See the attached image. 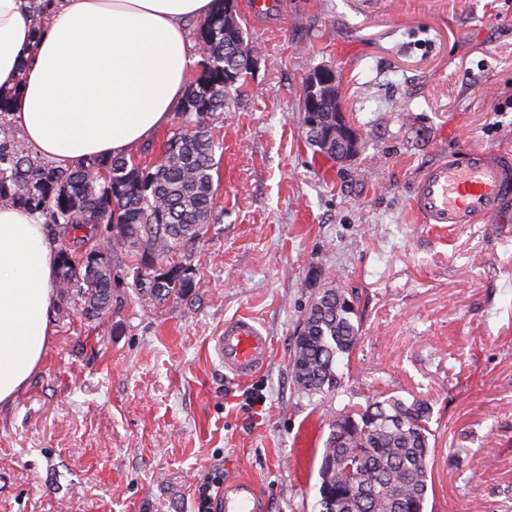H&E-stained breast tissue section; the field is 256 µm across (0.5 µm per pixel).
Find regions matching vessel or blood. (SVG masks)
<instances>
[{
	"label": "vessel or blood",
	"mask_w": 512,
	"mask_h": 512,
	"mask_svg": "<svg viewBox=\"0 0 512 512\" xmlns=\"http://www.w3.org/2000/svg\"><path fill=\"white\" fill-rule=\"evenodd\" d=\"M512 198V155L498 149L447 155L429 165L419 177L413 203L426 224L460 228L485 224L497 217ZM213 350L234 378L254 376L266 364L269 338L248 317L225 322L213 339ZM224 512H265L255 484L232 478L224 484Z\"/></svg>",
	"instance_id": "obj_1"
}]
</instances>
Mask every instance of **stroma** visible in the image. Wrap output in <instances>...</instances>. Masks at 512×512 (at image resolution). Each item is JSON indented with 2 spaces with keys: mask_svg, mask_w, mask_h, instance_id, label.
Segmentation results:
<instances>
[{
  "mask_svg": "<svg viewBox=\"0 0 512 512\" xmlns=\"http://www.w3.org/2000/svg\"><path fill=\"white\" fill-rule=\"evenodd\" d=\"M235 10L255 62L209 129L216 194L201 238L155 262L188 285L143 300L113 248L112 307L64 295L40 367L0 408V512H195L205 469L250 478L268 512H313L328 421L383 390L431 404L426 512H512V202L467 228L419 223L425 166L512 149V0H279ZM339 74L357 155L313 156L301 112ZM355 297L361 339L336 396L289 370L311 294ZM253 318L267 364L236 380L210 351Z\"/></svg>",
  "mask_w": 512,
  "mask_h": 512,
  "instance_id": "stroma-1",
  "label": "stroma"
}]
</instances>
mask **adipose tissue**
<instances>
[{"instance_id":"adipose-tissue-1","label":"adipose tissue","mask_w":512,"mask_h":512,"mask_svg":"<svg viewBox=\"0 0 512 512\" xmlns=\"http://www.w3.org/2000/svg\"><path fill=\"white\" fill-rule=\"evenodd\" d=\"M216 0H57L34 33L29 0H0V90L53 165L127 155L165 126L198 59L186 33ZM58 244L40 213L0 205V406L39 368L51 334Z\"/></svg>"}]
</instances>
